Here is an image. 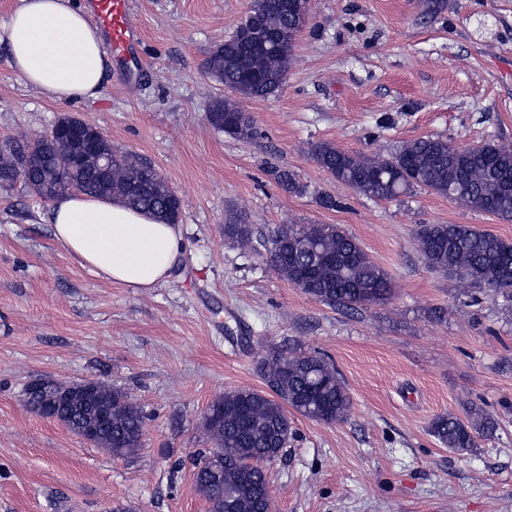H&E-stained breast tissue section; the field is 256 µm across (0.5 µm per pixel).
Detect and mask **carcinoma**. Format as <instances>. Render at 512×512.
<instances>
[{"instance_id": "carcinoma-1", "label": "carcinoma", "mask_w": 512, "mask_h": 512, "mask_svg": "<svg viewBox=\"0 0 512 512\" xmlns=\"http://www.w3.org/2000/svg\"><path fill=\"white\" fill-rule=\"evenodd\" d=\"M294 14L278 0H253L244 25L218 45L205 72L240 98H264L285 81L296 34ZM228 97L214 98L207 111L211 126L248 141L257 134L247 114ZM112 172L77 165L72 180L88 195L117 198L129 208L177 222L181 205L170 198L168 183L150 163L112 149ZM67 140L42 137L11 144L0 154V184L20 180L43 201L63 193L57 188V159L68 152ZM316 163L358 193L392 199L414 187H426L458 205L512 218V145L487 143L459 148L440 138L405 143L391 155H356L329 143L313 148ZM255 233L241 212L224 220V240L249 244ZM417 249L427 267L464 285V292L487 288L512 302V242L466 224H421ZM266 262L282 279L311 299L337 310H355L387 301L393 293L388 274L374 263L356 239L334 224H286L273 231ZM269 392L237 389L217 397L207 413L215 423L205 426L213 447L194 464L197 491L210 495L208 512H262L269 483L263 463L279 457L292 433L287 408L326 424L348 419L351 401L336 366L318 354L272 348L260 362ZM112 401V442L103 449L116 458L142 445L146 416L123 390L105 386ZM429 431L443 446L464 452L478 437L497 431L496 418L473 404L461 419L452 413L436 416Z\"/></svg>"}]
</instances>
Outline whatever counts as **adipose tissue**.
<instances>
[{
    "label": "adipose tissue",
    "instance_id": "adipose-tissue-1",
    "mask_svg": "<svg viewBox=\"0 0 512 512\" xmlns=\"http://www.w3.org/2000/svg\"><path fill=\"white\" fill-rule=\"evenodd\" d=\"M0 44L27 85L62 103L98 98L112 75L100 32L77 0H17L0 21ZM48 221L54 239L96 276L127 288H153L184 251L181 229L115 199L69 193Z\"/></svg>",
    "mask_w": 512,
    "mask_h": 512
}]
</instances>
